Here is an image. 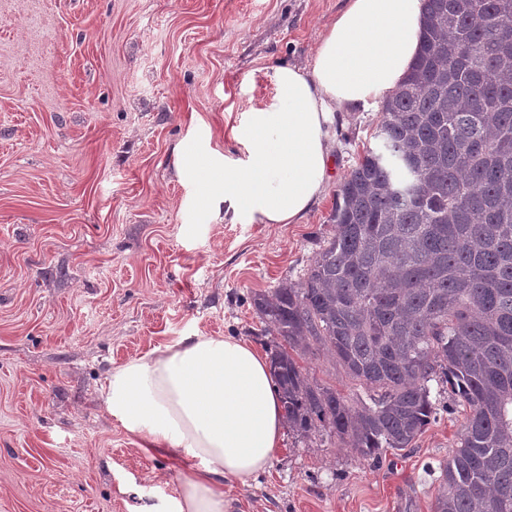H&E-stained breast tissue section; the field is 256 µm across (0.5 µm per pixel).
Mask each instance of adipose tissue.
<instances>
[{"label": "adipose tissue", "mask_w": 512, "mask_h": 512, "mask_svg": "<svg viewBox=\"0 0 512 512\" xmlns=\"http://www.w3.org/2000/svg\"><path fill=\"white\" fill-rule=\"evenodd\" d=\"M424 0H348L313 68L283 63L271 101L232 129L235 155L212 188L232 220L295 224L324 194L340 110L391 94L418 52ZM103 403L127 433L187 469L179 496L137 512H230L224 484H249L284 435L269 363L251 345L190 333L118 366Z\"/></svg>", "instance_id": "1"}]
</instances>
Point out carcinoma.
<instances>
[{"mask_svg":"<svg viewBox=\"0 0 512 512\" xmlns=\"http://www.w3.org/2000/svg\"><path fill=\"white\" fill-rule=\"evenodd\" d=\"M417 56L340 186L334 236L297 283L252 296L286 343L272 365L288 425L362 459L412 446L429 382L469 410L434 512H512V0H425ZM331 354L364 394L314 381Z\"/></svg>","mask_w":512,"mask_h":512,"instance_id":"1","label":"carcinoma"}]
</instances>
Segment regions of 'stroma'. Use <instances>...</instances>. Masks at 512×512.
Returning <instances> with one entry per match:
<instances>
[{
  "mask_svg": "<svg viewBox=\"0 0 512 512\" xmlns=\"http://www.w3.org/2000/svg\"><path fill=\"white\" fill-rule=\"evenodd\" d=\"M346 0H0V512H134L185 477L106 411L112 368L191 332L270 355L254 293L299 281L381 103L340 111L322 198L296 224L211 218L213 159L273 96L274 66L313 67ZM301 364L355 395L327 351ZM436 420L377 461L285 428L269 467L226 483L231 512H433L464 423Z\"/></svg>",
  "mask_w": 512,
  "mask_h": 512,
  "instance_id": "1",
  "label": "stroma"
}]
</instances>
